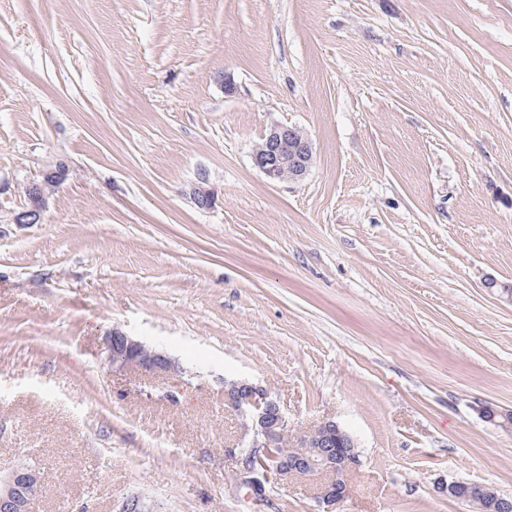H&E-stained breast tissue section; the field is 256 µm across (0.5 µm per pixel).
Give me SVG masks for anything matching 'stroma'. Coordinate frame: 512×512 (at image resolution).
<instances>
[{"label": "stroma", "instance_id": "obj_1", "mask_svg": "<svg viewBox=\"0 0 512 512\" xmlns=\"http://www.w3.org/2000/svg\"><path fill=\"white\" fill-rule=\"evenodd\" d=\"M281 123L297 184L252 162ZM115 328L181 374L112 368ZM236 379L354 438L337 512L512 496V0H0V474L33 512H320L325 473L241 487ZM313 157L314 144L307 134L297 126L279 124L255 148L252 161L272 182H299L309 174ZM52 173H43L41 179L32 181L29 190L28 205L14 212L12 221L14 224H39L43 221L44 211L47 205V195L45 186L48 183V177ZM38 493L26 467L13 469L6 477L0 475V512H30L31 503Z\"/></svg>", "mask_w": 512, "mask_h": 512}]
</instances>
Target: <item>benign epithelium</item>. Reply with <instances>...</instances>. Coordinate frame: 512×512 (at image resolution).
<instances>
[{
    "instance_id": "benign-epithelium-1",
    "label": "benign epithelium",
    "mask_w": 512,
    "mask_h": 512,
    "mask_svg": "<svg viewBox=\"0 0 512 512\" xmlns=\"http://www.w3.org/2000/svg\"><path fill=\"white\" fill-rule=\"evenodd\" d=\"M314 157L311 138L296 126H273L262 145L255 148L254 166L272 182H299L310 172ZM49 174L32 181L28 204L14 212L12 222L18 225L40 224L47 205L45 186ZM107 357L116 369L134 368L148 376H172L181 372L178 363L165 352L149 347L117 329L106 337ZM224 406L251 423L242 439L224 452L239 458L241 481L248 488H264V474L251 466L252 460L267 448L289 435L287 413L269 389L249 380L224 382ZM356 447L355 441L335 421L324 419L296 437L297 450L280 458L278 475L307 476L325 472L331 479L322 486L320 498L326 512H332L346 499L347 477L359 465L357 454L339 456L336 448ZM474 497L491 505L495 512H512V499L501 498L482 484L472 485ZM38 493V484L26 467L13 469L0 477V512H30Z\"/></svg>"
}]
</instances>
